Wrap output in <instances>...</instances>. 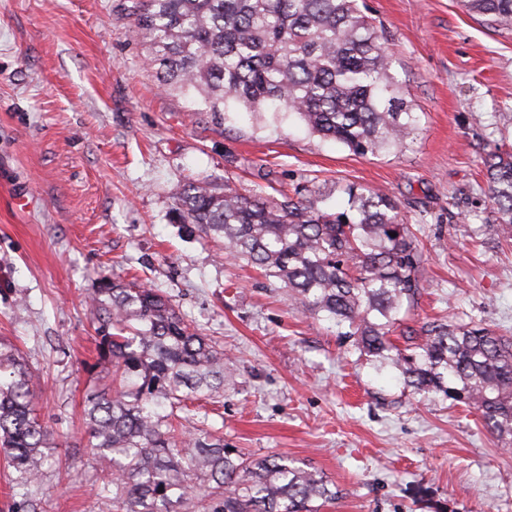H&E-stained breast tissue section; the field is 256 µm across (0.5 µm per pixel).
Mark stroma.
<instances>
[{
  "mask_svg": "<svg viewBox=\"0 0 512 512\" xmlns=\"http://www.w3.org/2000/svg\"><path fill=\"white\" fill-rule=\"evenodd\" d=\"M135 3L0 0V339L37 373V416L59 436L36 512H113L83 417L99 326L87 297L106 281L160 290L229 358L223 396L195 401L181 431L204 421L226 447L322 473L337 493L324 512H512V446L476 410L376 371L177 210L192 182L325 193L332 208L347 187L385 190L423 244L396 336L447 321L512 336V240L483 165L512 149V31L459 0H364L419 131L403 152L358 155L296 118L163 90Z\"/></svg>",
  "mask_w": 512,
  "mask_h": 512,
  "instance_id": "stroma-1",
  "label": "stroma"
}]
</instances>
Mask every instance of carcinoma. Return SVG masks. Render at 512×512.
<instances>
[{
    "label": "carcinoma",
    "mask_w": 512,
    "mask_h": 512,
    "mask_svg": "<svg viewBox=\"0 0 512 512\" xmlns=\"http://www.w3.org/2000/svg\"><path fill=\"white\" fill-rule=\"evenodd\" d=\"M468 13L512 30V0H464ZM135 27L166 90L198 91L212 112L273 105L308 131L365 155L412 146L419 117L393 76L383 34L358 0H142ZM498 224L512 236V157L486 162ZM326 198L247 196L189 184L181 216L224 238L236 261L280 280L302 313L336 322L376 370L400 372L416 393H441L480 413L512 445V338L440 323L419 342L391 340L403 305L420 293L423 247L383 191ZM91 302L102 315L98 364L112 390L87 393L90 454L110 480L115 512H320L329 482L288 457L252 458L202 424L176 433L174 410L224 391V350L158 290L108 281ZM36 375L0 340V445L14 485L39 483L57 442L36 418Z\"/></svg>",
    "instance_id": "1"
}]
</instances>
